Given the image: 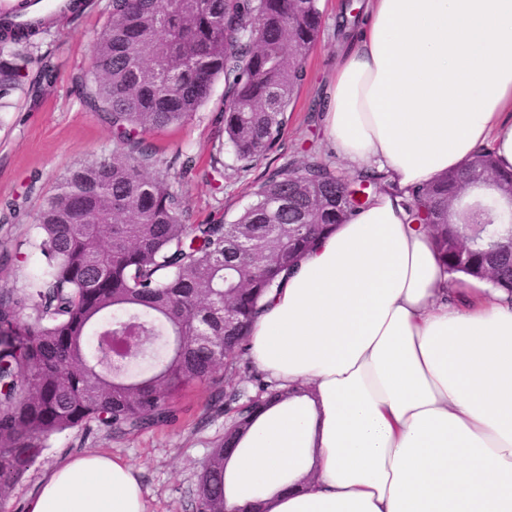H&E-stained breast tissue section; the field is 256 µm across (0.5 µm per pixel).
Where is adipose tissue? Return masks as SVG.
I'll use <instances>...</instances> for the list:
<instances>
[{
  "mask_svg": "<svg viewBox=\"0 0 512 512\" xmlns=\"http://www.w3.org/2000/svg\"><path fill=\"white\" fill-rule=\"evenodd\" d=\"M323 127L372 204L268 293L252 363L284 397L224 464V512H512V300L459 287L411 190L489 148L512 171V0H366ZM27 512H146L133 467L75 457Z\"/></svg>",
  "mask_w": 512,
  "mask_h": 512,
  "instance_id": "adipose-tissue-1",
  "label": "adipose tissue"
}]
</instances>
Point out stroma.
I'll return each mask as SVG.
<instances>
[{"label": "stroma", "mask_w": 512, "mask_h": 512, "mask_svg": "<svg viewBox=\"0 0 512 512\" xmlns=\"http://www.w3.org/2000/svg\"><path fill=\"white\" fill-rule=\"evenodd\" d=\"M342 0H320L324 21L317 43L306 61L307 79L286 113V125L266 156L246 161L224 146L217 122L224 107V83L216 81L209 100L182 127L157 133L159 168L177 172L184 156H193L196 171L182 189L191 223L232 221L255 200L258 186L274 168L299 162L312 153L343 168L327 142L320 113L310 111L314 98L327 94L340 59L336 47V16ZM79 13L51 20L38 38V52L49 57L59 72L56 83L43 88L38 100L19 95L0 108V213L21 203L25 217L0 221V289H24L41 274L34 216L58 177L77 163L112 149V129L103 117L89 111L72 80L89 67L90 48L109 11L110 0H85ZM224 166V189L215 191L204 178L212 162ZM206 385L186 387L176 403L177 419L168 426L123 437L108 430L72 429L53 436L38 462L16 486L8 512H25L43 475L61 461L90 452L122 456L134 467L142 486L146 512H192L191 492L202 465L228 421L212 402Z\"/></svg>", "instance_id": "obj_1"}]
</instances>
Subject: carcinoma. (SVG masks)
I'll return each mask as SVG.
<instances>
[{"mask_svg": "<svg viewBox=\"0 0 512 512\" xmlns=\"http://www.w3.org/2000/svg\"><path fill=\"white\" fill-rule=\"evenodd\" d=\"M319 0H112L91 46V66L74 76L84 105L112 128V152L69 169L34 217L44 271L33 287L0 290V508L65 430L114 436L176 420L175 397L193 383L215 387L234 408L193 492L195 512H224V448L232 433L278 391L251 399L234 382L243 341L265 294L314 241L344 223L382 186L376 173L346 176L309 154L270 173L235 220L187 223L181 181L156 168L148 135L190 120L224 80V134L252 160L279 140L285 112L306 80L304 59L322 26ZM49 17L19 24L0 17V106L37 98L57 80L44 64L25 85L33 41ZM361 11L336 19L345 40ZM484 175L512 185L482 150L457 171L411 191L406 207L429 209L428 228L444 265L512 298V223L465 196ZM468 209L471 231L448 222ZM32 314H26L27 310ZM234 323L224 327V310ZM224 369V379L216 378Z\"/></svg>", "mask_w": 512, "mask_h": 512, "instance_id": "cac0c4a2", "label": "carcinoma"}]
</instances>
